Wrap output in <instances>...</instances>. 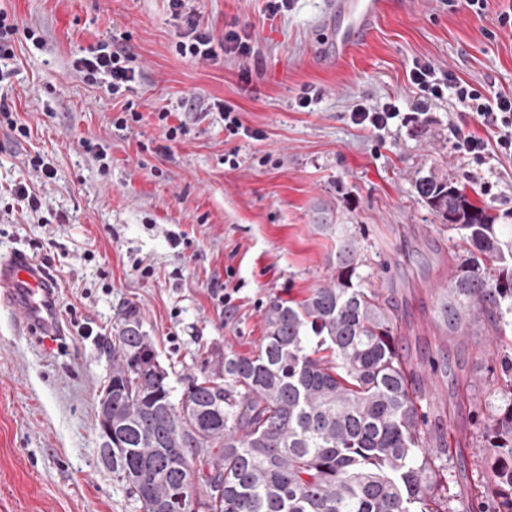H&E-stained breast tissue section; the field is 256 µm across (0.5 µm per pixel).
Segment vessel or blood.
Here are the masks:
<instances>
[{"label": "vessel or blood", "mask_w": 512, "mask_h": 512, "mask_svg": "<svg viewBox=\"0 0 512 512\" xmlns=\"http://www.w3.org/2000/svg\"><path fill=\"white\" fill-rule=\"evenodd\" d=\"M334 14L325 58L350 54L387 13V0H329ZM0 299L25 313L18 327L26 333L54 336L60 331L55 299L44 270L26 254L0 258Z\"/></svg>", "instance_id": "obj_1"}]
</instances>
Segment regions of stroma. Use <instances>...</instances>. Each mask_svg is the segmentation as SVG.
I'll use <instances>...</instances> for the list:
<instances>
[{"label": "stroma", "mask_w": 512, "mask_h": 512, "mask_svg": "<svg viewBox=\"0 0 512 512\" xmlns=\"http://www.w3.org/2000/svg\"><path fill=\"white\" fill-rule=\"evenodd\" d=\"M215 40L246 31L254 55L195 62L176 50L185 30L169 0H0L14 19L9 103L29 128L0 127V255L25 251L49 269L63 339L18 334L0 307V512H142L105 466L96 402L109 375L102 350L123 303L137 305L175 393L218 352L252 353L270 300L302 301L332 274L328 212L354 233L368 287L399 311L402 348L428 404L434 433L462 447L459 485L476 477L481 450L469 402L485 400L495 351L484 328L449 343L437 311L454 263L449 231L419 199L420 173L449 175L512 236V162L489 148L464 154L457 128L485 136L450 94L421 97L409 80L431 63L478 87L512 95V33L465 0H420L383 16L346 57L326 64L327 0H293L270 16L266 0H201ZM40 36L33 45L25 30ZM124 35L136 79L110 94L74 67L98 42ZM248 78H241V69ZM312 90L308 107L298 105ZM237 106L249 135H229L214 100ZM394 102L401 116L375 130L350 120L354 105ZM140 123L114 126L125 104ZM175 112L186 135L168 140L155 113ZM413 121H404L407 113ZM111 157L101 170L84 141ZM236 152L237 168L224 163ZM40 155L55 175L36 185L42 206L23 212L10 186ZM230 301H223V293Z\"/></svg>", "instance_id": "1"}]
</instances>
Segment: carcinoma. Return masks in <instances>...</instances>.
<instances>
[{"label":"carcinoma","instance_id":"obj_1","mask_svg":"<svg viewBox=\"0 0 512 512\" xmlns=\"http://www.w3.org/2000/svg\"><path fill=\"white\" fill-rule=\"evenodd\" d=\"M414 188L462 251L438 306L448 334L482 316L496 334L492 398L469 408L484 454L473 490L453 491V449L429 447L398 311L357 282L365 259L345 233L328 281L270 301L258 352L205 360L177 401L139 308L119 310L104 344L112 471L143 512H512V239L450 176Z\"/></svg>","mask_w":512,"mask_h":512}]
</instances>
